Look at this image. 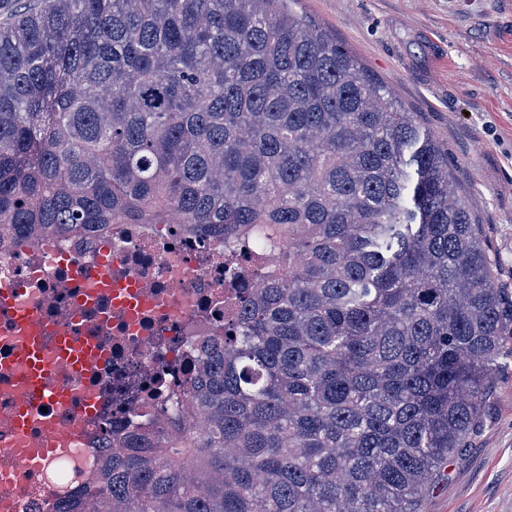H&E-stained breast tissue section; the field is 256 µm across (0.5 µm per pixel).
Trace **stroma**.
Returning a JSON list of instances; mask_svg holds the SVG:
<instances>
[{"label":"stroma","instance_id":"35a3bbf8","mask_svg":"<svg viewBox=\"0 0 512 512\" xmlns=\"http://www.w3.org/2000/svg\"><path fill=\"white\" fill-rule=\"evenodd\" d=\"M295 9L433 133L512 294V0H298ZM446 472L418 512H512L511 354L488 417Z\"/></svg>","mask_w":512,"mask_h":512}]
</instances>
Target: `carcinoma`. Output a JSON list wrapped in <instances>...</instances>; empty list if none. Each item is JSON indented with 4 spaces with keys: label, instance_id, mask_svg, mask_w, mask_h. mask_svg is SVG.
<instances>
[{
    "label": "carcinoma",
    "instance_id": "carcinoma-1",
    "mask_svg": "<svg viewBox=\"0 0 512 512\" xmlns=\"http://www.w3.org/2000/svg\"><path fill=\"white\" fill-rule=\"evenodd\" d=\"M296 0H42L0 22V242L164 224L261 287L190 413L55 512H417L512 300L430 131Z\"/></svg>",
    "mask_w": 512,
    "mask_h": 512
}]
</instances>
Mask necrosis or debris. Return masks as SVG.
Instances as JSON below:
<instances>
[{
    "mask_svg": "<svg viewBox=\"0 0 512 512\" xmlns=\"http://www.w3.org/2000/svg\"><path fill=\"white\" fill-rule=\"evenodd\" d=\"M103 266L108 287L98 278ZM253 286L247 261L229 276L223 241L203 242L174 219L1 244L0 512H54L97 482L109 448L166 431L200 345L223 335ZM22 310L70 348L50 357L59 399L31 406L18 428L12 417L28 400ZM76 425V442L44 451L50 430Z\"/></svg>",
    "mask_w": 512,
    "mask_h": 512,
    "instance_id": "4bbe7bcc",
    "label": "necrosis or debris"
}]
</instances>
